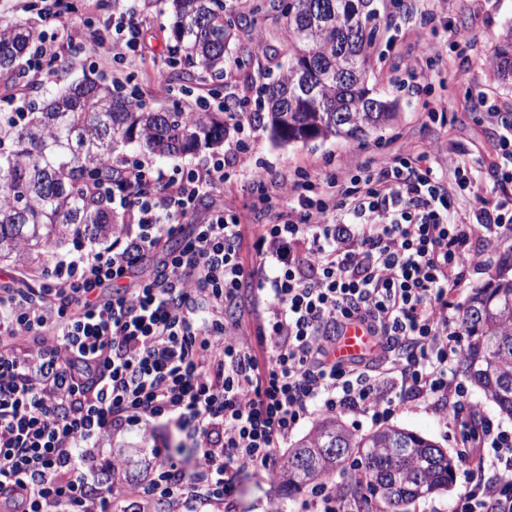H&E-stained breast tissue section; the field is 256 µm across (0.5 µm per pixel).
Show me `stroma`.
Returning <instances> with one entry per match:
<instances>
[{
  "label": "stroma",
  "mask_w": 512,
  "mask_h": 512,
  "mask_svg": "<svg viewBox=\"0 0 512 512\" xmlns=\"http://www.w3.org/2000/svg\"><path fill=\"white\" fill-rule=\"evenodd\" d=\"M231 17L239 25L229 47L230 63L221 82H212L201 73L186 78L185 86L194 97L206 101L210 111L219 112L224 102L233 101L244 117L259 111V91L276 80L279 66L287 62L288 33L278 17L284 0H226ZM379 12L377 52L374 57L377 96L392 105L394 117L386 127L369 131L357 140L330 138L281 144L268 128L256 124L249 132L250 151L245 164L250 168H268L273 173L302 169L320 177L330 165L379 157L394 152L408 142L424 150L452 156L460 162L487 171L498 159L502 132L496 114L512 115V80L489 76V63L496 45L512 25V0H443L434 21L422 18L415 0H375ZM138 11L145 23L146 48L141 58L124 63H103L91 42L69 46L59 40L55 50L69 63L66 73L51 72L46 61L28 70L26 79L0 76V110L23 112L29 102L38 100L41 91H54L86 78L111 82L120 73L124 94L136 96L147 109L171 108L173 100L160 90L163 75L172 67L163 66L171 16L163 12L160 0H139ZM425 36L440 42L442 55L434 61L421 59L417 38ZM465 40L464 51L453 48V40ZM245 58L244 66L234 57ZM412 68L409 86L396 83L405 68ZM438 120H429V113ZM221 210L244 216L246 223L262 224L256 191L246 178L227 182L222 188L202 197L189 216L192 224L203 223L211 213ZM87 239L68 241L62 246L43 249L38 258L0 261V282L36 288L50 276L54 260L90 247ZM391 425L417 432L432 440L448 454H455L457 429L440 415L412 402L390 420ZM169 443L171 448L186 447L179 433L139 424L112 434L103 440L106 457L120 456L126 462V485L132 495L114 499L112 512H157L156 506L139 509L137 494L152 474L151 449ZM304 491H287L279 472L243 473L223 512H300Z\"/></svg>",
  "instance_id": "1"
}]
</instances>
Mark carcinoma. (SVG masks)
I'll return each mask as SVG.
<instances>
[{
	"instance_id": "obj_1",
	"label": "carcinoma",
	"mask_w": 512,
	"mask_h": 512,
	"mask_svg": "<svg viewBox=\"0 0 512 512\" xmlns=\"http://www.w3.org/2000/svg\"><path fill=\"white\" fill-rule=\"evenodd\" d=\"M173 18L169 63L178 80L193 70L224 78L235 39L224 0H164ZM288 65L264 86L265 112L253 120L281 143L330 137L358 139L392 119L370 87L377 8L373 0H288ZM33 26L0 23V73L17 78ZM498 78L512 79V27L493 59ZM226 137L224 113L192 112L179 102L146 109L118 87L85 79L48 95L28 112L0 113V260L18 261L70 238L99 239L119 223L112 186L123 180L119 146L154 156L194 154ZM467 336L462 372L499 412L512 417V276L505 272L473 289L462 306ZM344 449L333 455L329 449ZM358 454L364 473L348 485L355 499L381 500L384 512H409L420 498L448 489L453 460L428 438L395 426L355 436L330 417L300 439L283 460L287 488L329 478Z\"/></svg>"
}]
</instances>
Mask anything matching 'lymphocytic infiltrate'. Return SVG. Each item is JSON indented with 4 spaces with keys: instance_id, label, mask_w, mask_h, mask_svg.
<instances>
[{
    "instance_id": "obj_1",
    "label": "lymphocytic infiltrate",
    "mask_w": 512,
    "mask_h": 512,
    "mask_svg": "<svg viewBox=\"0 0 512 512\" xmlns=\"http://www.w3.org/2000/svg\"><path fill=\"white\" fill-rule=\"evenodd\" d=\"M141 28L134 0H123L116 35L98 52L140 55ZM500 147L491 197L471 210L448 185L477 187L472 170L409 145L355 162L351 176L252 172L267 222L249 267L239 217L187 221L202 196L242 172L245 142L187 170L127 161L126 185L112 195L128 219L109 245L58 259L38 290L0 287V335L10 339L0 345V512H109L128 488L96 483L97 444L152 421L192 440L193 456L159 457L141 497L167 512H217L236 474L273 471L314 413L379 421L409 398L462 423L466 484L454 512H512V431L467 412L453 313L482 264L473 243L512 246V121ZM149 257L155 276L127 285ZM348 323L374 348L343 363L333 350ZM301 509L379 512L330 478Z\"/></svg>"
}]
</instances>
